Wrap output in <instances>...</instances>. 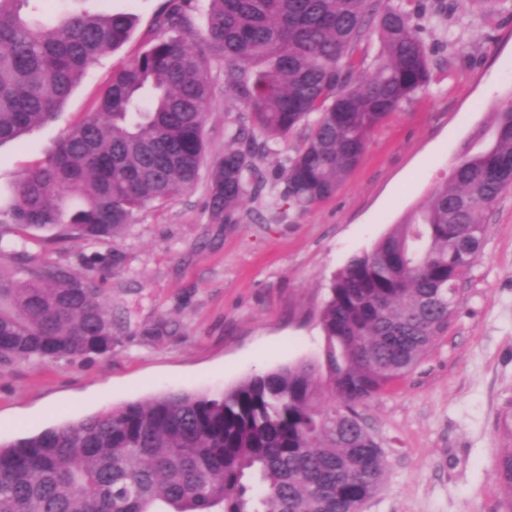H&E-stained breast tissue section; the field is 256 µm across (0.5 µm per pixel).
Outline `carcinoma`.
<instances>
[{
  "label": "carcinoma",
  "instance_id": "obj_1",
  "mask_svg": "<svg viewBox=\"0 0 512 512\" xmlns=\"http://www.w3.org/2000/svg\"><path fill=\"white\" fill-rule=\"evenodd\" d=\"M40 0H0V144L52 120L78 82L130 37L126 12L37 17ZM414 0H192L112 76L90 112L15 189L0 224V363L112 350V309L91 277L32 264L34 230L108 241L144 210L189 190L205 162L214 56L248 108L209 166L212 220L239 224L267 185L299 211L328 199L370 132L431 82ZM377 41L373 70L356 48ZM303 145L269 181L258 162L295 130ZM512 189V100L478 129L429 200L333 277L322 357L216 393L167 392L0 444V512H358L379 491L383 451L358 412L448 330L487 214ZM495 482L512 512V450Z\"/></svg>",
  "mask_w": 512,
  "mask_h": 512
}]
</instances>
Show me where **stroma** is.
Segmentation results:
<instances>
[{
	"label": "stroma",
	"instance_id": "stroma-1",
	"mask_svg": "<svg viewBox=\"0 0 512 512\" xmlns=\"http://www.w3.org/2000/svg\"><path fill=\"white\" fill-rule=\"evenodd\" d=\"M450 9L426 37L436 44L426 92L370 134L336 193L298 211L263 190L238 224L212 223L208 182L143 211L116 243L39 241L36 262L74 276L106 267L111 352L90 359L0 364V443L168 391L230 388L252 374L320 357V312L348 260L371 251L447 176L456 155L512 99V0L477 13ZM136 17L132 37L91 69L55 119L0 145V221L19 180L89 112L112 76L145 48L172 0H96ZM206 158L224 153L227 119L246 106L207 70ZM123 262L113 266V252ZM384 452L380 491L362 512H502L493 474L512 441V190L492 209L479 258L447 332L406 376L360 406Z\"/></svg>",
	"mask_w": 512,
	"mask_h": 512
}]
</instances>
